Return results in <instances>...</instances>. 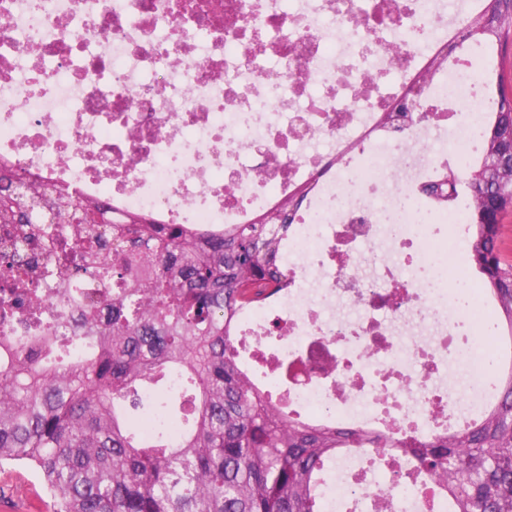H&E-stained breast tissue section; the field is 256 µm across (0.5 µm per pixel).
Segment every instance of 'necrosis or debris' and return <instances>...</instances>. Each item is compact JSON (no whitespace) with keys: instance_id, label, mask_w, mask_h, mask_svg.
Returning a JSON list of instances; mask_svg holds the SVG:
<instances>
[{"instance_id":"4bbe7bcc","label":"necrosis or debris","mask_w":512,"mask_h":512,"mask_svg":"<svg viewBox=\"0 0 512 512\" xmlns=\"http://www.w3.org/2000/svg\"><path fill=\"white\" fill-rule=\"evenodd\" d=\"M480 0H0V161L163 224H250L294 189L291 288L237 347L289 411L425 436L494 391L487 302L456 297L468 202L439 166L483 149L484 48L447 57ZM402 112L404 131L384 116ZM329 512H449L432 481L351 448Z\"/></svg>"}]
</instances>
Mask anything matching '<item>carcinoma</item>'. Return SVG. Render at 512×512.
<instances>
[{
  "label": "carcinoma",
  "instance_id": "cac0c4a2",
  "mask_svg": "<svg viewBox=\"0 0 512 512\" xmlns=\"http://www.w3.org/2000/svg\"><path fill=\"white\" fill-rule=\"evenodd\" d=\"M463 29L488 45L512 38V0H484ZM512 88L499 86L485 142L502 164L486 185L458 171L470 201L471 263L495 316L512 333V258L503 220L512 214ZM61 218L71 196L50 199ZM284 202L256 224H160L126 212L110 224H73L66 254L76 272L108 288L102 310H82L53 336L0 335V465L41 476L52 512H322L320 472L343 448L387 452L444 480L451 512H512V374H498L490 407L446 433L395 440L366 426L295 417L256 383L236 347L239 317L291 285L283 263L291 224ZM29 242L65 240L49 224ZM176 387L179 410L138 428L143 388Z\"/></svg>",
  "mask_w": 512,
  "mask_h": 512
}]
</instances>
